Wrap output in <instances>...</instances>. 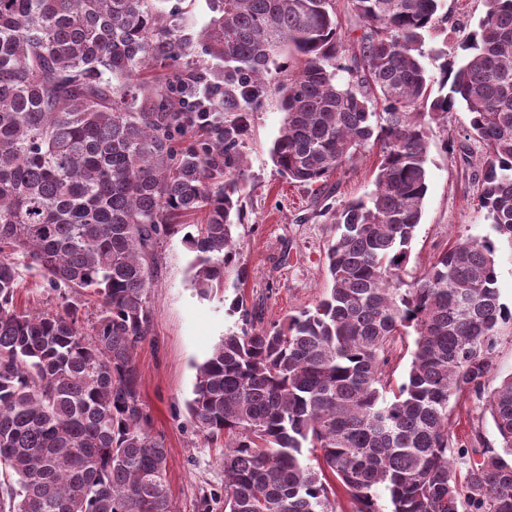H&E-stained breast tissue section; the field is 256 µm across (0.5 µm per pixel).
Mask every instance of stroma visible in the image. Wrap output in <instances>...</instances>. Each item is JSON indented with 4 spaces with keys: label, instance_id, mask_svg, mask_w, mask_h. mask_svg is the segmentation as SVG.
Masks as SVG:
<instances>
[{
    "label": "stroma",
    "instance_id": "1",
    "mask_svg": "<svg viewBox=\"0 0 512 512\" xmlns=\"http://www.w3.org/2000/svg\"><path fill=\"white\" fill-rule=\"evenodd\" d=\"M485 12L484 0H443L434 28L426 35L421 62L433 78L458 67L466 57L462 45ZM283 114L277 95H270L252 115V132L242 147L245 180L241 220L234 230L235 262L248 278H227L223 289L202 295L192 280L193 258L181 235L161 239L156 247L158 270L147 292L152 311L149 336L134 353L141 379L140 399L151 417L153 434L162 437L169 454L168 484L176 512H197L203 492H223L224 445L208 441L193 426L186 402L192 396L195 366L202 363L228 333L240 330L231 307L243 299L259 308L263 323L310 308L329 286L323 268L331 235V213L373 188L379 148L368 145L334 173L330 195L290 183L274 166L269 150L278 137ZM468 114L464 106L449 113L447 124L434 127L428 154V192L412 242L406 279L414 281L448 244L487 236L490 226L474 202L480 176L482 145L464 140ZM59 299L42 278L21 269L17 309L55 311ZM459 436L479 430L486 446L498 440L485 398L456 406Z\"/></svg>",
    "mask_w": 512,
    "mask_h": 512
}]
</instances>
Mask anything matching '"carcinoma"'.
Returning <instances> with one entry per match:
<instances>
[{
	"label": "carcinoma",
	"instance_id": "cac0c4a2",
	"mask_svg": "<svg viewBox=\"0 0 512 512\" xmlns=\"http://www.w3.org/2000/svg\"><path fill=\"white\" fill-rule=\"evenodd\" d=\"M441 2L347 0L362 33L345 68L336 0H209L196 38L154 0H0V512H175L132 363L155 248L188 227L200 294L247 279L242 145L271 90L270 154L289 181L321 190L369 143L380 154L372 192L334 214L326 294L260 328L235 301L243 327L198 366L193 424L235 437L224 495L202 494L199 512H383L381 489L390 512H512V373L489 399L498 447L453 438L450 409L482 396L512 325L497 288L512 254V0H484L470 55L437 81L420 57ZM178 83L210 87L208 111L184 109ZM459 102L485 148L476 209L494 236L454 243L409 284L431 123ZM19 256L53 290L96 298L95 321L65 294L56 312L17 310ZM410 334L390 391L391 347Z\"/></svg>",
	"mask_w": 512,
	"mask_h": 512
}]
</instances>
